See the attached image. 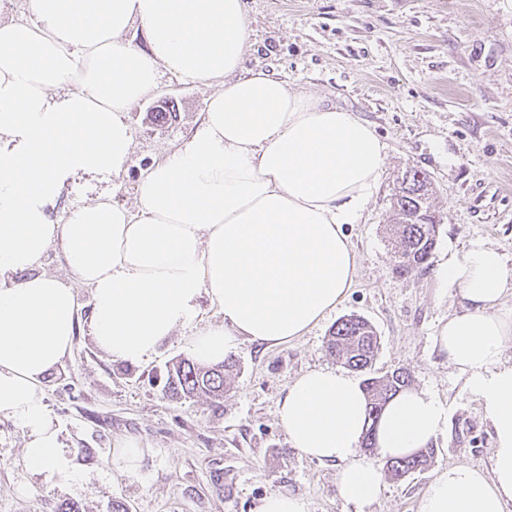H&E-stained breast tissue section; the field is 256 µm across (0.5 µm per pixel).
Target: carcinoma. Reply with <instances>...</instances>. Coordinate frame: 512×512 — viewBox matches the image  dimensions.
<instances>
[{"mask_svg":"<svg viewBox=\"0 0 512 512\" xmlns=\"http://www.w3.org/2000/svg\"><path fill=\"white\" fill-rule=\"evenodd\" d=\"M432 180L421 170H407L392 194L393 223L397 227L395 272L407 276L429 264L436 243L438 216L432 210ZM329 355L343 361L350 369L365 374L362 380L368 404L369 428L362 447L372 448L373 430L386 403L398 393L410 388L411 376L398 369L385 376H372L370 370L379 350V341L372 324L358 315H349L330 329L325 345ZM232 363L202 366L182 360L168 370L166 391L184 398L224 396L228 372ZM428 454L417 451L409 456L387 461V469L395 478L423 469Z\"/></svg>","mask_w":512,"mask_h":512,"instance_id":"1","label":"carcinoma"}]
</instances>
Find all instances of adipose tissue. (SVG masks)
<instances>
[{"label": "adipose tissue", "mask_w": 512, "mask_h": 512, "mask_svg": "<svg viewBox=\"0 0 512 512\" xmlns=\"http://www.w3.org/2000/svg\"><path fill=\"white\" fill-rule=\"evenodd\" d=\"M0 0V418L25 434L28 466L76 480L48 413L44 380L77 333L73 285L40 272L60 243L76 283L91 290L90 334L113 360L139 363L208 300L220 323L191 350L214 364L242 341L291 343L347 296L356 254L345 225L359 223L384 172L387 145L355 113L324 105L261 69L246 0H29L31 20ZM146 38L138 47L133 27ZM212 86L199 129L151 165L137 209L108 198L55 210L84 176L124 172L132 136L125 112L161 73ZM437 276L460 309L434 347L475 396L493 430L488 469L439 471L419 512H506L512 502V270L476 239ZM279 423L292 448L336 466L348 504L385 490L380 459L429 445L448 408L424 390L394 397L365 453L367 398L339 369L288 383Z\"/></svg>", "instance_id": "obj_1"}]
</instances>
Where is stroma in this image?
<instances>
[{"label": "stroma", "instance_id": "obj_1", "mask_svg": "<svg viewBox=\"0 0 512 512\" xmlns=\"http://www.w3.org/2000/svg\"><path fill=\"white\" fill-rule=\"evenodd\" d=\"M249 68H262L321 103L354 112L388 146L385 171L360 223L347 225L357 255L353 288L318 326L296 341L242 342L223 400L175 399L163 386L175 361L189 358L194 328L219 323L201 301L193 327L177 330L136 366L112 361L89 335L91 292L76 285L79 333L48 377L46 403L80 479L63 482L28 470L24 433L0 418V512H256L274 491L303 496L309 512H418L423 491L448 465L488 467L492 430L475 397L433 348L438 328L459 308L435 277L450 251L482 239L512 261V0H247ZM207 92L161 75L156 90L125 114L133 152L125 172L102 183L77 181L75 206L111 190L135 205L145 170L200 126ZM169 99L174 117L154 121ZM430 174L440 218L427 268L394 273L390 198L406 168ZM357 314L380 340L375 375L407 369L412 385L448 406V431L433 442L424 470L386 479L364 510L342 501L336 468L299 454L277 415L286 386L313 368L337 367L325 351L330 328ZM143 451L131 475L112 466L116 442Z\"/></svg>", "mask_w": 512, "mask_h": 512}]
</instances>
